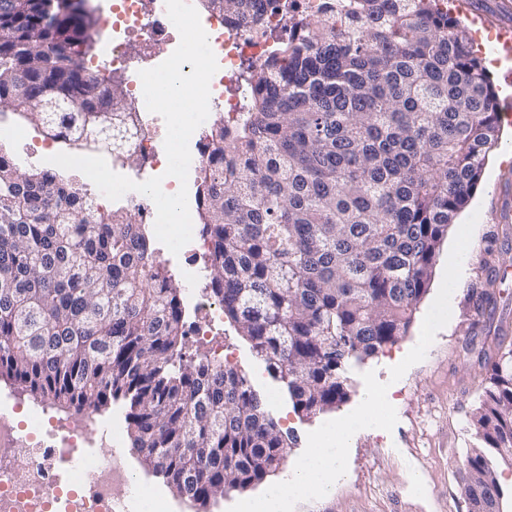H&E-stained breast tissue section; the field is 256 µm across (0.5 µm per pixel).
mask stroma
Listing matches in <instances>:
<instances>
[{"label": "stroma", "mask_w": 512, "mask_h": 512, "mask_svg": "<svg viewBox=\"0 0 512 512\" xmlns=\"http://www.w3.org/2000/svg\"><path fill=\"white\" fill-rule=\"evenodd\" d=\"M471 38H482L492 55L499 25L512 23L507 0H448ZM512 196V123H501L497 145L489 152L481 180L468 201L481 219L473 236L472 257L463 266L449 302L434 328H427L434 289L448 264L447 248L437 255L430 288L423 296L407 335L377 356L353 364L351 387L339 408L306 417L294 411L282 386L255 357L248 341L228 322L222 336L228 362L251 380L265 408L292 440L286 463L274 474L288 479L312 448L317 430L359 410L367 385H376L389 412L381 425L361 428L350 438L347 468L332 495L289 502L288 512H467L463 463L477 443L471 416L487 384V361L494 357L495 336H512V214L498 212ZM491 289L495 308L479 317L474 306ZM129 406L117 401L97 413L103 428L118 426V460L159 495L169 512H243L245 501L264 485L231 491L207 509L173 493L166 480L145 466L128 436Z\"/></svg>", "instance_id": "stroma-1"}]
</instances>
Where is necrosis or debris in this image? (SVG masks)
I'll return each instance as SVG.
<instances>
[{"mask_svg": "<svg viewBox=\"0 0 512 512\" xmlns=\"http://www.w3.org/2000/svg\"><path fill=\"white\" fill-rule=\"evenodd\" d=\"M264 6V23L258 28L239 27L210 15L204 19L219 65L210 81L209 122L241 111L243 95H225V86L236 81L240 63L262 60L272 50L266 32L282 25L284 14L279 0H264ZM103 26L101 61L116 72L126 67L131 32H139L145 53L156 57H169L180 42L165 0H112ZM121 92L126 104L141 114L142 132L134 150L162 177L163 191L176 193L180 183L165 175L164 139L146 110L139 75H131ZM15 412L12 406L0 408V451L6 455L0 467V512H120V492L138 489L135 475L113 463L110 439L93 411L48 418L34 431L22 428ZM94 443L102 448L101 457L84 469L74 486L59 485L63 464Z\"/></svg>", "mask_w": 512, "mask_h": 512, "instance_id": "necrosis-or-debris-1", "label": "necrosis or debris"}]
</instances>
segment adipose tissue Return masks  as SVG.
<instances>
[{"mask_svg": "<svg viewBox=\"0 0 512 512\" xmlns=\"http://www.w3.org/2000/svg\"><path fill=\"white\" fill-rule=\"evenodd\" d=\"M379 400L377 390L368 389L359 412L345 417L334 429L321 431L314 448L286 481L247 501L248 512H285L289 501L331 495L344 470L346 441L355 428L378 424Z\"/></svg>", "mask_w": 512, "mask_h": 512, "instance_id": "obj_1", "label": "adipose tissue"}]
</instances>
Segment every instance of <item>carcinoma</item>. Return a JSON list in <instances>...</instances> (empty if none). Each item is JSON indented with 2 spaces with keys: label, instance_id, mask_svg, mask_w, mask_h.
Returning a JSON list of instances; mask_svg holds the SVG:
<instances>
[{
  "label": "carcinoma",
  "instance_id": "carcinoma-1",
  "mask_svg": "<svg viewBox=\"0 0 512 512\" xmlns=\"http://www.w3.org/2000/svg\"><path fill=\"white\" fill-rule=\"evenodd\" d=\"M0 0V103L71 151L123 149L140 115L85 66L88 0ZM262 24L248 0H203ZM246 112L204 131L197 200L211 294L294 411L348 396V370L396 344L448 227L499 137L498 101L440 0H288V26L244 69ZM81 102L76 109L72 102ZM182 285L127 208L0 147V378L57 406L124 399L133 448L205 507L272 476L288 440L247 375L186 351ZM466 457L468 512H505L489 454L512 461V339L495 337Z\"/></svg>",
  "mask_w": 512,
  "mask_h": 512
}]
</instances>
